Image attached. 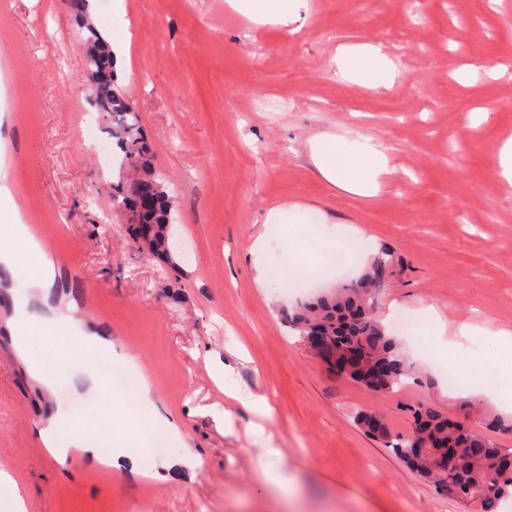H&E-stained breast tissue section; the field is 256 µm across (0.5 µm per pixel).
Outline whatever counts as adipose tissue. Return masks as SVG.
<instances>
[{
  "instance_id": "obj_1",
  "label": "adipose tissue",
  "mask_w": 512,
  "mask_h": 512,
  "mask_svg": "<svg viewBox=\"0 0 512 512\" xmlns=\"http://www.w3.org/2000/svg\"><path fill=\"white\" fill-rule=\"evenodd\" d=\"M241 15L258 24L288 25L299 20V0H230ZM339 70L351 81L366 87L392 83L393 63L370 43L339 49ZM312 159L321 175L341 189L362 196L375 195L378 178L386 169V156L371 142L343 144L331 137L316 139Z\"/></svg>"
}]
</instances>
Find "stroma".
<instances>
[{
  "mask_svg": "<svg viewBox=\"0 0 512 512\" xmlns=\"http://www.w3.org/2000/svg\"><path fill=\"white\" fill-rule=\"evenodd\" d=\"M97 30L130 40L115 78L173 199V264L147 259L112 196L127 170L112 119L96 107L67 0H0V188L52 260L50 285L15 252L0 266V512L20 492L28 512H474L437 493L356 424L380 415L412 428L405 405L432 404L472 430L470 404L512 408L469 384L485 357L458 324L512 331V188L498 147L512 136V0H307L297 30L254 25L227 0H94ZM369 42L396 66L392 87L346 79L340 46ZM323 135L372 140L387 156L376 195L326 180L311 157ZM315 209L326 224H270ZM497 220L487 223V212ZM311 261L299 273L286 248ZM262 239L261 259L250 252ZM399 262L370 299L416 376L391 394L337 377L282 320L370 265L366 246ZM58 321L20 351L22 317ZM111 341L151 386L178 433L136 427L131 405L102 431V457L47 447L94 428L110 404L107 362L56 376L69 325ZM245 348L246 358L235 352ZM463 382L449 385L447 352ZM229 365L222 383L215 369ZM236 394L228 396L225 386ZM276 408L248 430L243 399ZM132 442L154 477L108 464L113 439ZM275 466L288 498L263 475Z\"/></svg>",
  "mask_w": 512,
  "mask_h": 512,
  "instance_id": "35a3bbf8",
  "label": "stroma"
}]
</instances>
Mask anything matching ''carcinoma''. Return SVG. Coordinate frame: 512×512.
Segmentation results:
<instances>
[{"instance_id": "cac0c4a2", "label": "carcinoma", "mask_w": 512, "mask_h": 512, "mask_svg": "<svg viewBox=\"0 0 512 512\" xmlns=\"http://www.w3.org/2000/svg\"><path fill=\"white\" fill-rule=\"evenodd\" d=\"M70 6L87 31L84 48L88 66L98 77L95 104L100 111L118 120L114 134L123 152V162L138 171L135 180L114 189V197L127 209L138 213L140 223L151 227L152 238L144 245L148 258L170 262L171 197L149 158V149L132 107L113 85L112 51L89 22V0H70ZM394 265V255L384 252L363 278L301 304L285 318L305 343L313 335L325 336L322 362L328 363L333 357L352 350L358 352V362L342 377L373 392L400 389L413 375L396 340L371 315L365 300L378 273ZM406 412L413 419L412 432L406 437L392 436L385 426L378 431L373 429L370 413H360L357 423L368 435L383 440L397 457L439 492L449 494L452 488H461L462 495L478 512H497L501 500L512 498V467L504 464L508 449L487 436L453 426L448 415L431 404L408 405ZM448 447L456 448L455 461L448 468L440 469L433 463L434 452Z\"/></svg>"}]
</instances>
